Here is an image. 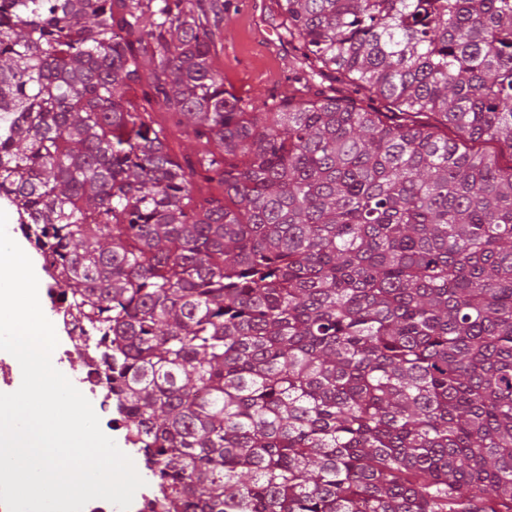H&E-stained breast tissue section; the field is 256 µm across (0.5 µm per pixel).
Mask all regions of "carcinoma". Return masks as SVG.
Listing matches in <instances>:
<instances>
[{
  "instance_id": "cac0c4a2",
  "label": "carcinoma",
  "mask_w": 512,
  "mask_h": 512,
  "mask_svg": "<svg viewBox=\"0 0 512 512\" xmlns=\"http://www.w3.org/2000/svg\"><path fill=\"white\" fill-rule=\"evenodd\" d=\"M225 2L0 0V202L161 512H512V0H276L247 98ZM280 22L274 0H231L220 60L227 89L243 98L285 89L292 48ZM26 222L24 218L16 215L15 223L12 227V233L18 234L11 237L24 248V252L29 257V245L33 256L38 263L41 271L43 283L39 282V288H44L49 302L50 321L54 325L57 346L52 352V363L54 367L63 373L80 390L84 396L91 402L95 413L101 420L107 417L106 426L112 432V439L116 442L118 448H124L123 440L119 432L124 431L122 415L119 411L118 401L112 398V391L107 380L104 367L101 363L98 352L80 351L77 348H69V344H74L81 339L82 330L87 329L86 323L81 320L70 306L67 296L64 294V288L58 277L57 270L40 251H37L28 236L32 237L34 230L31 224H19ZM27 241H25L23 238ZM41 284V287H40ZM79 362L80 369H74V363ZM113 415V416H112Z\"/></svg>"
}]
</instances>
